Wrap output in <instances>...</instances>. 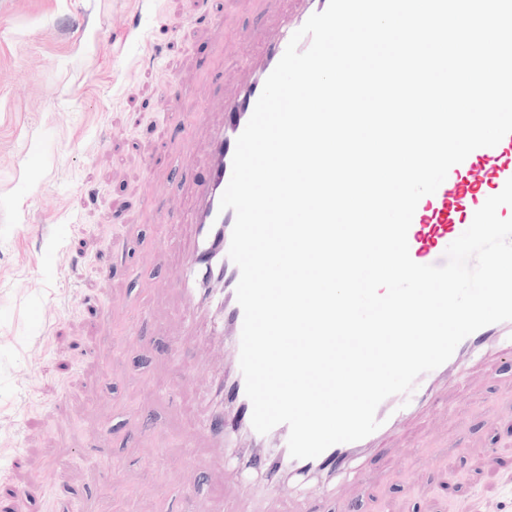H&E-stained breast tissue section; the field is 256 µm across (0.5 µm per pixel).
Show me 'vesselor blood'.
Listing matches in <instances>:
<instances>
[{
    "label": "vessel or blood",
    "instance_id": "vessel-or-blood-1",
    "mask_svg": "<svg viewBox=\"0 0 512 512\" xmlns=\"http://www.w3.org/2000/svg\"><path fill=\"white\" fill-rule=\"evenodd\" d=\"M295 14L281 26L255 34H242L233 45V51L245 63L250 77L236 89L223 97L224 120L211 125L209 108L195 113L196 124L210 128L206 151V172L202 177H193L190 170H183V179L189 180L195 195L194 208L190 215L176 209L168 210L163 220L167 223L189 220L191 232L185 246L186 273L196 278L197 287H184V307L189 312L192 326H199L202 314H211L212 320L205 331L206 342H224L229 347L232 360L240 358V338L243 311L236 299V287L240 278L238 267L229 260L224 263V290L212 289L215 274L203 262L209 252L228 253L235 214L220 210V199L232 174V161L236 139L244 130L262 92L264 82L273 71L292 34L314 13L323 11L328 0H291ZM262 41L265 47L262 58H254L250 46ZM512 179V134L506 135L496 146L481 147L467 158L451 167L446 180L435 193L420 199L407 234L409 255L422 265L443 264L445 251L472 223L475 212L485 201L499 194L506 182ZM512 335V321L485 326L466 337L456 348L455 355L439 368L418 377L412 392L393 395L385 399L376 411L380 422L379 434H391L395 424L404 419L406 413L419 414L428 411L426 396L439 379L448 377L458 368L460 355L472 351L494 336ZM210 394V411L207 430L216 445H223L225 423V400L235 402L237 413L233 421L237 429L243 430L251 443L263 445L265 435L257 433L251 422L252 404L245 393L244 377L240 368L230 372L213 374ZM272 435L279 443L270 462L273 469H286L293 473L309 475L326 473L335 475L344 465L354 459L369 439L353 443L336 444L313 459L292 458L288 450L289 428L281 424L273 428Z\"/></svg>",
    "mask_w": 512,
    "mask_h": 512
}]
</instances>
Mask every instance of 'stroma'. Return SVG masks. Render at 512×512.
Instances as JSON below:
<instances>
[{
	"label": "stroma",
	"instance_id": "35a3bbf8",
	"mask_svg": "<svg viewBox=\"0 0 512 512\" xmlns=\"http://www.w3.org/2000/svg\"><path fill=\"white\" fill-rule=\"evenodd\" d=\"M0 0V512L38 465L53 485L27 512H252L244 457L201 427L203 352L176 277L190 183L171 189L174 133L221 73L239 30L289 0ZM168 260L156 268L157 248ZM147 321L135 319L139 308ZM494 346L445 390L447 413L404 420L391 456L326 488L355 512H512V371ZM186 496L175 500L173 487Z\"/></svg>",
	"mask_w": 512,
	"mask_h": 512
}]
</instances>
